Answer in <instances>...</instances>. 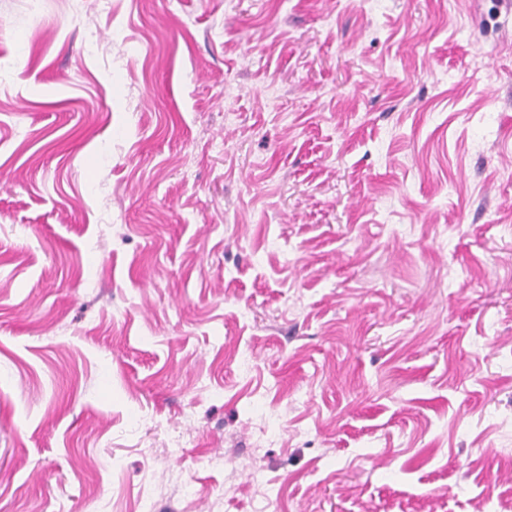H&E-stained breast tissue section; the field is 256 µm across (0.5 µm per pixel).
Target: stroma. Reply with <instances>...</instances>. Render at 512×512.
Instances as JSON below:
<instances>
[{
	"label": "stroma",
	"mask_w": 512,
	"mask_h": 512,
	"mask_svg": "<svg viewBox=\"0 0 512 512\" xmlns=\"http://www.w3.org/2000/svg\"><path fill=\"white\" fill-rule=\"evenodd\" d=\"M257 468L512 512V0H0V512Z\"/></svg>",
	"instance_id": "1"
}]
</instances>
